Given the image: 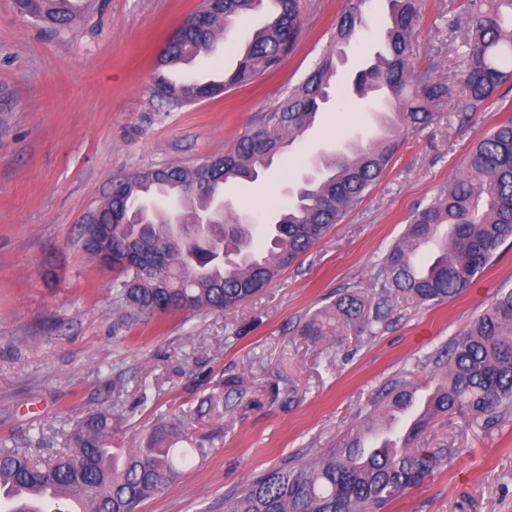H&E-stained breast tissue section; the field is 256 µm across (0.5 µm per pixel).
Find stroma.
Returning <instances> with one entry per match:
<instances>
[{"label":"stroma","instance_id":"35a3bbf8","mask_svg":"<svg viewBox=\"0 0 512 512\" xmlns=\"http://www.w3.org/2000/svg\"><path fill=\"white\" fill-rule=\"evenodd\" d=\"M304 31L276 68L250 85L176 107L155 91L157 56L200 0H94L58 33L0 0V439L43 434L48 452L92 410L112 413V445L132 448L158 426L192 449L181 476L140 512H224V497L286 463L309 462L372 423L369 401L403 377L435 386L426 355L448 344L512 289V243L457 299L424 308L393 303L360 342L325 311L344 289H368L414 209L465 169L471 146L512 117V83L483 112L456 92L432 126L403 135L362 204L261 293L234 312L132 315L112 294L113 274L81 247L86 216L113 177L194 164L224 153L271 112L329 41L345 0H303ZM459 0H426L411 67L442 55L457 84L448 13ZM369 102H331L294 144L299 163L273 165L228 189L232 211L263 238L269 210L315 159L371 136ZM324 317L319 336L300 330ZM428 448H450L422 485L372 512H512V416L490 423L453 414L432 420Z\"/></svg>","mask_w":512,"mask_h":512}]
</instances>
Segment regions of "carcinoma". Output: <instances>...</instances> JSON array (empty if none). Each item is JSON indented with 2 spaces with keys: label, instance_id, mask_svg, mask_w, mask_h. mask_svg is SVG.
Masks as SVG:
<instances>
[{
  "label": "carcinoma",
  "instance_id": "cac0c4a2",
  "mask_svg": "<svg viewBox=\"0 0 512 512\" xmlns=\"http://www.w3.org/2000/svg\"><path fill=\"white\" fill-rule=\"evenodd\" d=\"M264 0H202L197 10L168 38L158 70L210 52L218 33L240 16L257 11ZM274 17L256 30L235 70L221 84H173L161 77L157 89L183 106L177 93L207 96L247 83L261 70L278 66L295 50L303 31L301 0H271ZM368 0H345L335 31L313 67L288 88L273 112L206 165H169L137 171L112 181V193L90 219L108 228L118 250L129 241L144 243L161 262L159 271L112 266L113 292L138 313L233 311L270 285L324 238L346 213L357 208L383 176L400 147L398 139L347 146L319 163V175L301 186L300 196L277 206L266 241L257 243L251 224L238 216L218 215L214 228L225 259L216 260L203 241L173 238L164 207L145 224H119L120 216L138 214L144 198L174 202L181 224L212 206L211 192L233 181L255 182L275 158L311 127L325 104L351 91L361 99L383 93L382 103L399 125L417 134L435 119V108L450 94L437 78L440 58L409 67L411 37L424 0H386L384 50L368 56L352 82L339 67L346 50L361 44L363 8ZM22 13L56 31L70 29L83 0H18ZM466 23L459 78L465 111L483 112L502 84L512 78V0H461ZM512 239V119L492 129L469 150L466 170L439 186L434 198L418 208L401 239L374 276L370 294L346 289L332 308L338 323L358 337H375L384 309L400 295L421 306L460 296ZM437 243L432 258L418 259L420 245ZM425 361L446 373L431 391L425 408L410 420L402 447L374 450L363 434L346 436L318 461L273 467L224 497V512H370L399 491L422 484L456 448H421V435L438 416L466 413L488 420L512 413V289L501 294L469 327ZM417 389L405 380L384 387L373 405L388 419L415 402ZM159 429L145 446L123 453L112 448V413L95 411L70 433L69 451L43 464L34 456L40 439L18 448L0 440V484L58 494L47 503L68 502L79 494L87 512H137L182 473L183 456L163 447Z\"/></svg>",
  "mask_w": 512,
  "mask_h": 512
}]
</instances>
